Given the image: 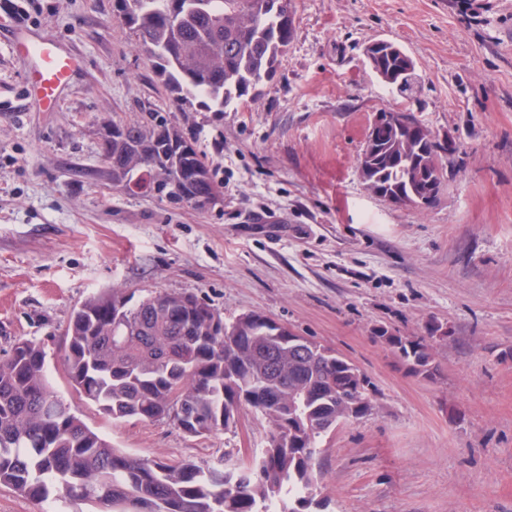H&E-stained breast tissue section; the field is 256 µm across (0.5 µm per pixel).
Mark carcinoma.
<instances>
[{
    "mask_svg": "<svg viewBox=\"0 0 512 512\" xmlns=\"http://www.w3.org/2000/svg\"><path fill=\"white\" fill-rule=\"evenodd\" d=\"M134 46L157 68L177 110L236 109L272 78L295 34V0H116ZM376 77L408 105L418 73L405 51L379 41ZM94 175L112 188L206 210L223 196L203 155L166 113L112 120ZM455 138L420 120L373 127L358 171L378 197L429 207L445 189ZM256 312L231 322L194 294L153 292L131 303L123 288L74 308L64 368L80 399L114 421L168 422L191 438L235 429L241 410L268 422L264 446L246 464L227 457L202 467L133 457L90 428L48 379L47 353L33 340L0 360V487L43 502L93 504L99 512H320L315 474L320 438L370 409V381L332 354L301 353ZM427 336L397 338L395 354L415 375L438 374Z\"/></svg>",
    "mask_w": 512,
    "mask_h": 512,
    "instance_id": "obj_1",
    "label": "carcinoma"
}]
</instances>
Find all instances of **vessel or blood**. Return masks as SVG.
<instances>
[{"mask_svg":"<svg viewBox=\"0 0 512 512\" xmlns=\"http://www.w3.org/2000/svg\"><path fill=\"white\" fill-rule=\"evenodd\" d=\"M10 32L26 60L24 83L35 107L52 110L81 68L80 57L58 41L35 36L26 24L13 23Z\"/></svg>","mask_w":512,"mask_h":512,"instance_id":"vessel-or-blood-1","label":"vessel or blood"}]
</instances>
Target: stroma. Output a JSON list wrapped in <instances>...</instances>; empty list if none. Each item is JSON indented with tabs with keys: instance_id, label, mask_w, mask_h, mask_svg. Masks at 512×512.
Listing matches in <instances>:
<instances>
[{
	"instance_id": "35a3bbf8",
	"label": "stroma",
	"mask_w": 512,
	"mask_h": 512,
	"mask_svg": "<svg viewBox=\"0 0 512 512\" xmlns=\"http://www.w3.org/2000/svg\"><path fill=\"white\" fill-rule=\"evenodd\" d=\"M114 0H0V359L41 342L65 400L75 306L122 286L193 293L225 320L255 311L335 349L370 380V410L322 436L325 512H512V0H296L275 76L238 111L176 112ZM37 34L83 66L56 111L25 94L6 32ZM387 38L416 59V116L463 153L430 207L371 193L357 157L400 97L363 55ZM169 113L224 198L198 211L94 181L103 121ZM439 373L414 376L379 330L422 336ZM79 417L115 447L169 462L245 461L268 423L190 438L174 425Z\"/></svg>"
}]
</instances>
